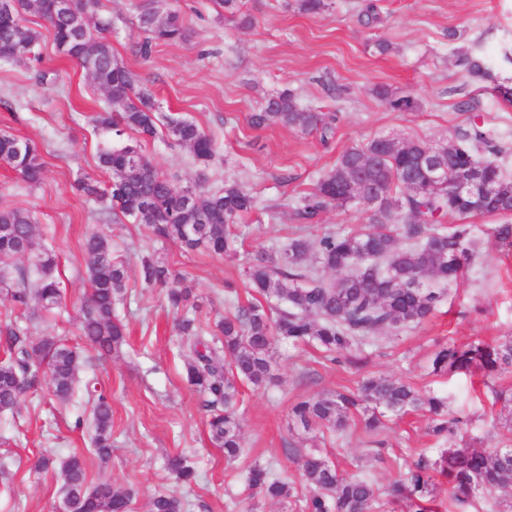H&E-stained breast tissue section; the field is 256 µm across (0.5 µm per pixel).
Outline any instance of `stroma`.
<instances>
[{
	"mask_svg": "<svg viewBox=\"0 0 512 512\" xmlns=\"http://www.w3.org/2000/svg\"><path fill=\"white\" fill-rule=\"evenodd\" d=\"M364 2L330 0L328 9L306 14L296 0H247L241 12L231 14L214 0H165V7L179 13L186 36L153 44L145 57L138 27L143 0H101V16L112 21L114 53L160 111L194 121L216 147L205 166L159 136L141 139L143 151L179 183L215 192L237 179L255 195L257 208L239 222L236 252L230 256L184 250L145 225L114 219L107 204L74 189L83 175L103 186L111 180L98 164L105 138L89 121L106 98L59 55L45 23L29 16V26L40 33L38 57L0 62V129L34 141L45 171L42 182L31 186L0 162V209L36 213L37 236L55 257L53 275L63 299L47 312L34 302L17 308L0 293V326L18 320L35 336L76 341L88 289L82 244L92 230L107 235L128 280L116 306L124 341L102 360L88 351L96 366L85 373L112 397L111 457L103 461L88 452L93 419L85 393L67 405L43 389L28 393L15 412L0 414V462L8 464L7 473L0 474V512H62L60 476L35 467L43 455L85 454L89 482L107 478L130 490L133 512H149L160 492L181 498L188 512H300L297 499L279 503L250 493L243 470L256 462L295 480L300 455L315 449L382 490L404 465L422 456L436 459L446 447L512 448V404L496 398L498 390L512 388L511 373L495 379L437 376L431 368L434 351L448 341L512 336V250L498 247L491 235L493 219H473L474 257L433 314L381 334L366 346L365 364H337L315 346L276 342L274 381L242 388L243 448L231 463L212 443L202 398L185 380L166 291L145 287L139 278L143 258L167 266L191 288L201 320L214 321L233 305L260 299L244 276L247 254L286 243L296 231L314 242L327 232L366 226L360 208L331 207L305 226L294 215L300 198L346 148L378 135L449 143L476 114L512 145V104L490 91L493 79L512 80V0H380V19L370 25L360 18ZM380 39L388 42V51L376 49ZM463 53L479 57L490 78L469 74L459 62ZM40 69L56 71V84L37 82ZM380 87L396 97L413 96L417 110H394L376 97ZM286 88L304 108L337 114L329 144L315 132L251 126V114ZM228 282L236 287L235 297L227 295ZM368 376L400 379L446 398L449 416L469 419L467 432L437 439L420 412L384 417L376 434L365 429L359 413L342 433L306 432L293 422L297 401L356 390ZM178 455L193 464L196 482L185 485L169 473L166 462Z\"/></svg>",
	"mask_w": 512,
	"mask_h": 512,
	"instance_id": "obj_1",
	"label": "stroma"
}]
</instances>
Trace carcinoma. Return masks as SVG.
<instances>
[{
	"label": "carcinoma",
	"mask_w": 512,
	"mask_h": 512,
	"mask_svg": "<svg viewBox=\"0 0 512 512\" xmlns=\"http://www.w3.org/2000/svg\"><path fill=\"white\" fill-rule=\"evenodd\" d=\"M8 2L9 11L0 9V61H20L32 52L39 32L26 24V15L34 14L49 24L56 47L67 51L65 58L106 94L110 109L90 116L95 128L118 137L129 130L153 137L160 123L166 136L188 148L197 161L206 164L211 160L215 143L209 135L189 120L160 116L152 95L136 88L135 74L116 57L105 36L110 24L98 16L100 0H73L72 11L56 14L50 13L42 0ZM77 16L94 21V30L83 32L75 23ZM139 22L147 34L145 52L154 41L174 42L185 37L180 16L172 10L145 7ZM375 94L396 110L417 107L410 95L395 98L384 87ZM336 120L333 113L302 109L288 88L251 116L256 128L279 124L305 132L316 130L323 142L334 133ZM379 141L375 137L344 150L295 211L297 220L307 224L331 206H362L370 213L366 231L328 232L315 244L297 235L249 257L245 272L250 287L284 307L251 303L203 326L192 314L198 305L190 303V290L171 281L166 266L151 259L142 262L141 282L168 287V303L181 313L176 331L180 347L189 352L187 381L202 395L211 439L224 449L229 461L236 460L242 448L237 418L242 384L260 387L271 380L272 348L277 340L314 342L332 361L344 359L357 366L363 361L364 345L376 334L396 332L427 319L445 296L448 284L462 277L470 257L471 225L458 224L448 230L443 220L450 213L463 219H504L494 225L492 234L512 249V179L499 162L509 148L487 124L472 123L457 136L451 153L446 144L436 147L450 156L451 169H479L481 176L496 186V195L479 208L473 207L469 198L450 196L448 187L428 180L427 143L407 139L381 150ZM481 151L493 158L479 159ZM98 160L101 168L112 173L110 184L101 189L85 176L76 180V191L109 201L116 218L144 224L188 250L203 248L218 255L235 251L232 227L256 208V198L239 181H228L213 193L179 184L161 171L137 142L106 146ZM0 162L30 185L43 176L36 143L2 131ZM0 228L10 230L9 236L0 235V257L34 259L30 266L15 267L7 288L14 305L26 307L35 299L47 311L59 307L61 289L52 275L55 260L37 241L33 213L0 209ZM403 238L409 241L406 247L401 245ZM83 248L88 256L90 292L81 308L80 336L99 356L108 357L123 341L124 326L115 316V304L127 272L112 257L105 235L91 233ZM312 251L314 266L308 264ZM0 345L5 354L0 361L1 414L16 410L22 396L42 384L59 402H70L89 363L78 348L53 336L35 339L30 328L18 321L0 330ZM432 366L433 373L440 375L480 371L495 378L512 368V339L450 343L434 353ZM88 394L95 428L91 451L103 460L112 454V400L96 388ZM358 408L371 432L383 425L382 408L396 416L427 412L429 433L437 438L446 439L466 425L448 417L444 398L383 377H368L354 391L306 397L296 402L291 412L306 430L325 427L339 432ZM41 464L59 470L74 512H130V492L110 480L88 484L83 456L48 457ZM168 466L180 481H196V470L186 459L173 457ZM438 476L445 479L448 496L455 503H464L478 493L492 495L512 487V448L448 449L434 461L421 457L389 484L386 496L400 505L402 512H428L423 502ZM300 483L305 489L303 512H377L380 508L373 485L364 476L343 471L315 454L301 456ZM246 485L279 500L291 497L293 490L292 483L275 477L271 467L257 464L248 468ZM184 508L185 503L170 494H158L151 502V512H184Z\"/></svg>",
	"instance_id": "1"
}]
</instances>
